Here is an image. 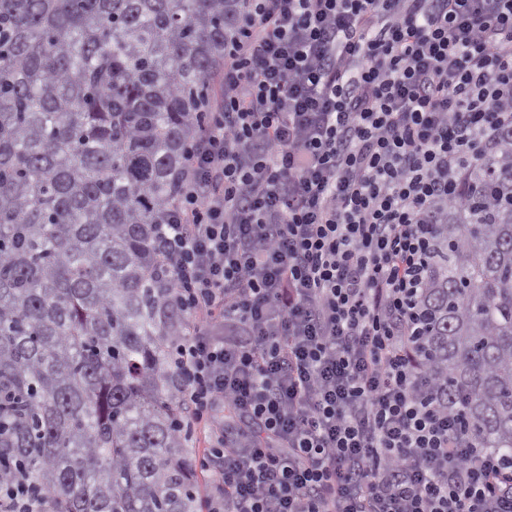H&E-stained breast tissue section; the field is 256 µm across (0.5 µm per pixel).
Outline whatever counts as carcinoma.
Masks as SVG:
<instances>
[{
	"label": "carcinoma",
	"instance_id": "cac0c4a2",
	"mask_svg": "<svg viewBox=\"0 0 512 512\" xmlns=\"http://www.w3.org/2000/svg\"><path fill=\"white\" fill-rule=\"evenodd\" d=\"M240 0H0V478L48 512H193L155 241ZM422 355L512 451V130L431 227Z\"/></svg>",
	"mask_w": 512,
	"mask_h": 512
}]
</instances>
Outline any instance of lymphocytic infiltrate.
I'll return each mask as SVG.
<instances>
[{"label":"lymphocytic infiltrate","instance_id":"obj_1","mask_svg":"<svg viewBox=\"0 0 512 512\" xmlns=\"http://www.w3.org/2000/svg\"><path fill=\"white\" fill-rule=\"evenodd\" d=\"M158 230L206 512H512L419 351L430 227L512 130V0H241Z\"/></svg>","mask_w":512,"mask_h":512}]
</instances>
